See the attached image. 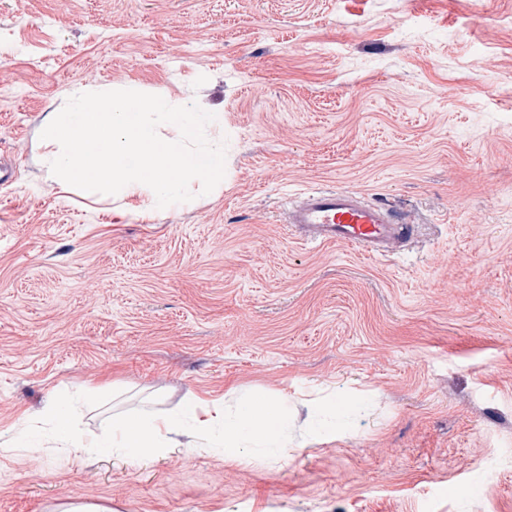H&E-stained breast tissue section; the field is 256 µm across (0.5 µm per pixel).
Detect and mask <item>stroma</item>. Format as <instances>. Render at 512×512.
<instances>
[{
	"label": "stroma",
	"mask_w": 512,
	"mask_h": 512,
	"mask_svg": "<svg viewBox=\"0 0 512 512\" xmlns=\"http://www.w3.org/2000/svg\"><path fill=\"white\" fill-rule=\"evenodd\" d=\"M78 88L215 113L223 187L150 220L58 190L39 125ZM0 151V512H512V0H0ZM312 188L417 233L304 244ZM258 389L285 454L102 445ZM339 397L349 440L300 445Z\"/></svg>",
	"instance_id": "stroma-1"
}]
</instances>
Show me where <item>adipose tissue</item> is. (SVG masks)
<instances>
[{"mask_svg":"<svg viewBox=\"0 0 512 512\" xmlns=\"http://www.w3.org/2000/svg\"><path fill=\"white\" fill-rule=\"evenodd\" d=\"M286 409L282 397L261 390L241 406L235 416L224 420V445L228 448H265L287 450L284 439ZM215 416L200 417L195 402H186L178 414L130 416L112 426V445L116 448L148 450L179 445L190 431H205L215 424Z\"/></svg>","mask_w":512,"mask_h":512,"instance_id":"adipose-tissue-1","label":"adipose tissue"}]
</instances>
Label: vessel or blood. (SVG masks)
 Returning <instances> with one entry per match:
<instances>
[{"label":"vessel or blood","instance_id":"obj_1","mask_svg":"<svg viewBox=\"0 0 512 512\" xmlns=\"http://www.w3.org/2000/svg\"><path fill=\"white\" fill-rule=\"evenodd\" d=\"M287 221L303 229L309 245L357 246L374 254L400 248L414 233L391 208L341 188L301 193L289 201Z\"/></svg>","mask_w":512,"mask_h":512}]
</instances>
